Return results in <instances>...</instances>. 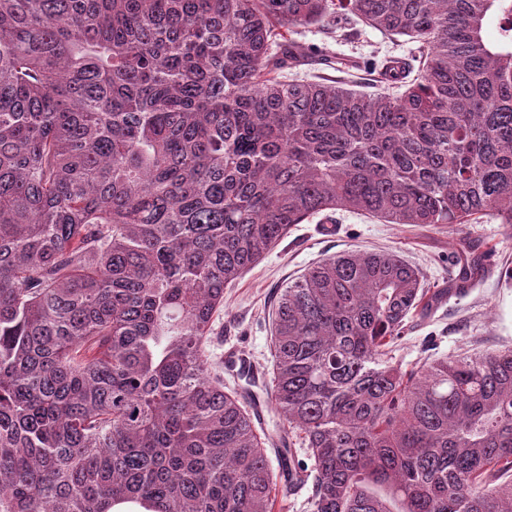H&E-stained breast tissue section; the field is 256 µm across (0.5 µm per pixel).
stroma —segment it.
<instances>
[{"label":"stroma","mask_w":512,"mask_h":512,"mask_svg":"<svg viewBox=\"0 0 512 512\" xmlns=\"http://www.w3.org/2000/svg\"><path fill=\"white\" fill-rule=\"evenodd\" d=\"M297 39L330 55L352 61L344 74L356 90L385 89L380 72L389 61L411 55L415 45L391 39L365 26L354 38L337 40L318 27L299 29ZM328 233L320 219L293 225L257 265L224 290V309L216 317L210 354L222 362L237 348L250 362L257 384H269L271 315L278 293L320 260L348 250L394 252L416 268L423 285L436 292L447 287L462 264L460 255L484 256L493 249L490 267L469 288L445 296L426 313H413L409 331L392 352L394 362L412 366L426 358L512 348V226L490 220L482 224H382L345 210L334 215Z\"/></svg>","instance_id":"1"}]
</instances>
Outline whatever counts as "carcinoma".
I'll return each instance as SVG.
<instances>
[{"instance_id": "carcinoma-1", "label": "carcinoma", "mask_w": 512, "mask_h": 512, "mask_svg": "<svg viewBox=\"0 0 512 512\" xmlns=\"http://www.w3.org/2000/svg\"><path fill=\"white\" fill-rule=\"evenodd\" d=\"M353 22L417 44L403 91L284 79L298 29ZM338 209L512 225V0H0V512H272L212 325ZM436 297L365 251L281 292L271 403L312 512H512V349L388 358Z\"/></svg>"}]
</instances>
